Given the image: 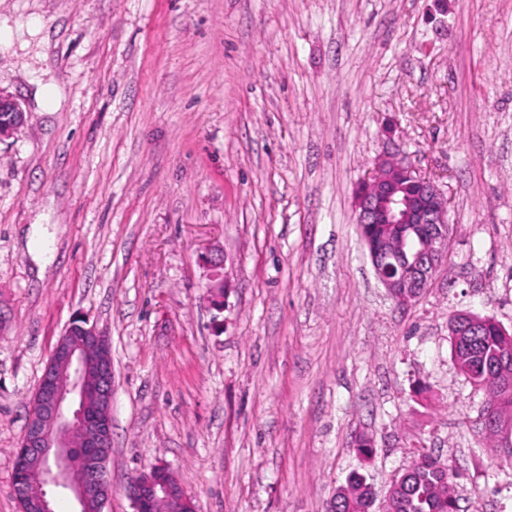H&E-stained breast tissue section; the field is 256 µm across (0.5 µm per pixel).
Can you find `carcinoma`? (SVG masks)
<instances>
[{
  "instance_id": "obj_1",
  "label": "carcinoma",
  "mask_w": 512,
  "mask_h": 512,
  "mask_svg": "<svg viewBox=\"0 0 512 512\" xmlns=\"http://www.w3.org/2000/svg\"><path fill=\"white\" fill-rule=\"evenodd\" d=\"M454 362L468 380L486 396V404L497 411L512 412V388L503 385L494 363L512 354V335L503 336L488 325L481 336H449ZM463 472L449 462L422 453L399 475L383 499L365 477L351 472L336 488L329 512H460L458 486Z\"/></svg>"
}]
</instances>
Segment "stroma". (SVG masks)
<instances>
[{"mask_svg":"<svg viewBox=\"0 0 512 512\" xmlns=\"http://www.w3.org/2000/svg\"><path fill=\"white\" fill-rule=\"evenodd\" d=\"M30 19L0 55L25 114L0 142V512L79 317L112 354L104 512L157 464L195 512H327L350 470L383 494L421 453L464 472L462 512H512L448 338L459 311L512 331V0H0V26ZM387 151L451 202L408 307L355 223ZM202 263L208 268L206 287L208 291L215 293V303L217 306L221 304L222 295L218 292L219 288H224V261L222 257L212 252L205 253L201 256Z\"/></svg>","mask_w":512,"mask_h":512,"instance_id":"1","label":"stroma"}]
</instances>
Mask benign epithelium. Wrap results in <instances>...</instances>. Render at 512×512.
<instances>
[{
	"instance_id": "benign-epithelium-1",
	"label": "benign epithelium",
	"mask_w": 512,
	"mask_h": 512,
	"mask_svg": "<svg viewBox=\"0 0 512 512\" xmlns=\"http://www.w3.org/2000/svg\"><path fill=\"white\" fill-rule=\"evenodd\" d=\"M25 120L14 99L0 94V142L13 137ZM356 223L428 224L427 235L416 242L383 239L370 254H412L414 267L431 283L438 265L448 257L451 225L449 198L433 178L416 172L393 155L379 156L371 176L354 196ZM208 268L206 288L215 293L224 287V261L210 252L201 256ZM379 282L387 291L411 288L396 265L373 263ZM112 447V358L106 337L83 320L69 324L57 341L39 385L30 401L29 418L20 448L52 464L38 477L40 492L25 484H12L18 504L33 512H56L52 490L63 489L73 497L78 512L88 502L105 508L112 495L106 475L107 450ZM163 465L133 476L128 496L133 512H153L149 505H163L161 512H194L191 498ZM36 499H31V496Z\"/></svg>"
}]
</instances>
